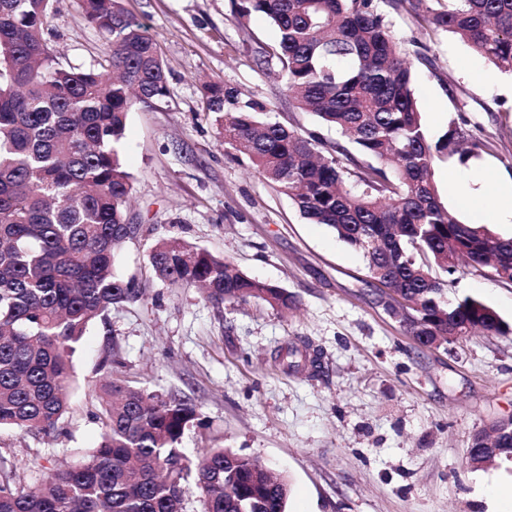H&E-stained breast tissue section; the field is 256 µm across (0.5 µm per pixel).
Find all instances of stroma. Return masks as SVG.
I'll use <instances>...</instances> for the list:
<instances>
[{
	"mask_svg": "<svg viewBox=\"0 0 512 512\" xmlns=\"http://www.w3.org/2000/svg\"><path fill=\"white\" fill-rule=\"evenodd\" d=\"M159 44L169 95L129 113L123 160L133 176L136 238L115 270L141 279L144 293L94 322L72 355L63 432L43 438L0 430V462L16 485L42 478L41 464H80L101 433L91 389L102 360L119 375L165 396H185L200 422L186 430L188 455L229 448L258 459L290 486L288 512H505L512 460L471 467L475 433L512 417V332L475 333L452 345L419 347L376 300L361 254L326 226L304 219L243 154L225 147L204 109L206 82L263 102L266 120L315 132L333 129L296 111L276 62L258 65L275 43L263 16L238 18L232 0H121ZM411 68L430 140L465 116L491 149L434 168L441 201L476 224L512 181V76L454 35L419 26L392 0H375ZM47 42L63 64L89 69L109 39L79 0H52ZM427 54L429 63L415 61ZM490 78H479V71ZM180 237L229 259L245 275L286 288L296 306L206 302L192 286L172 287L149 265L156 240ZM449 298L477 297L512 325V284L459 267ZM294 358H286L288 350ZM318 356L319 368L309 359Z\"/></svg>",
	"mask_w": 512,
	"mask_h": 512,
	"instance_id": "stroma-1",
	"label": "stroma"
}]
</instances>
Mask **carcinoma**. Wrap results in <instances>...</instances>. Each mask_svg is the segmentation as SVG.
I'll use <instances>...</instances> for the list:
<instances>
[{"label":"carcinoma","instance_id":"obj_1","mask_svg":"<svg viewBox=\"0 0 512 512\" xmlns=\"http://www.w3.org/2000/svg\"><path fill=\"white\" fill-rule=\"evenodd\" d=\"M51 2L0 0V428L36 436L55 434L67 412L71 344L141 295L136 277L113 268L115 250L138 232L121 141L135 103L169 94L158 43L120 0H81L87 21L111 37L107 64L89 70L63 65L48 47ZM404 4L422 28L449 31L512 73V0H397ZM236 10L271 21L278 39L259 62L276 60L295 109L352 148L263 122L262 102L208 84L205 110L224 144L304 219L362 255L369 277L407 303V334L432 343L466 324L509 332L484 301L448 300L461 259L512 283V236L464 224L440 201L435 163L466 141L468 120L429 140L400 41L373 0H238ZM149 261L158 279L199 286L213 304L290 306L285 289L177 238L158 240ZM100 369L97 446L79 467L50 464L33 487L4 476L0 512H184L194 492L202 512H287L288 483L261 462L228 448L192 459L180 448L199 420L191 399L149 393L106 361Z\"/></svg>","mask_w":512,"mask_h":512}]
</instances>
